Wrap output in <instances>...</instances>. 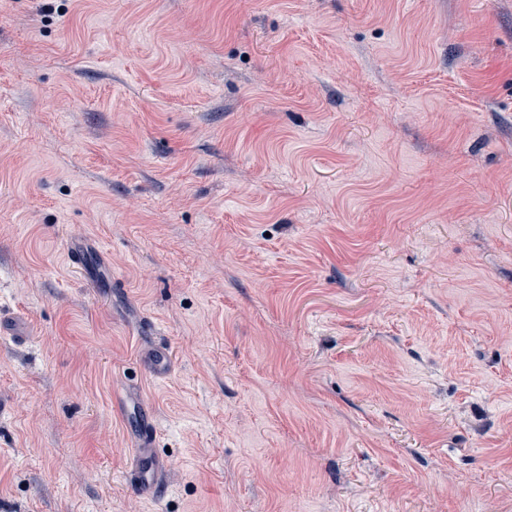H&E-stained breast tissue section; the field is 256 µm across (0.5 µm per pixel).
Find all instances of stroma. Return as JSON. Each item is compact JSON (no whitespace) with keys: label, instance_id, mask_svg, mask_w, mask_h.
Here are the masks:
<instances>
[{"label":"stroma","instance_id":"35a3bbf8","mask_svg":"<svg viewBox=\"0 0 512 512\" xmlns=\"http://www.w3.org/2000/svg\"><path fill=\"white\" fill-rule=\"evenodd\" d=\"M0 512H512V0H0ZM136 483L142 492L157 493L164 483V473L161 466L152 463L150 466L141 469L137 474Z\"/></svg>","mask_w":512,"mask_h":512}]
</instances>
